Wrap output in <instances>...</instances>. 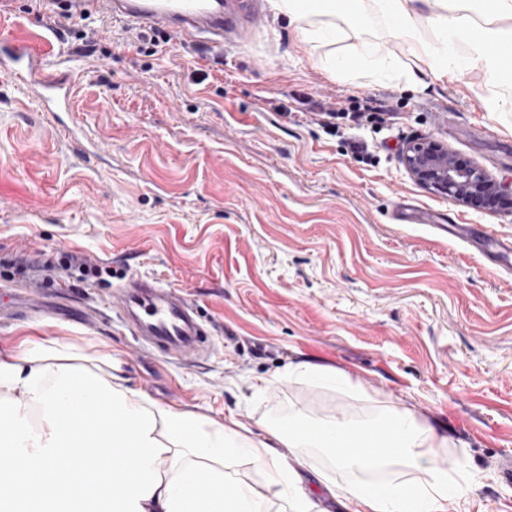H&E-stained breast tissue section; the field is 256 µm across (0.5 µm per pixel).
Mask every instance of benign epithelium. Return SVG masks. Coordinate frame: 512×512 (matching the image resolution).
Listing matches in <instances>:
<instances>
[{
    "mask_svg": "<svg viewBox=\"0 0 512 512\" xmlns=\"http://www.w3.org/2000/svg\"><path fill=\"white\" fill-rule=\"evenodd\" d=\"M404 162L418 183L457 201L501 192L500 186L480 166L458 162L448 149L433 142L406 147Z\"/></svg>",
    "mask_w": 512,
    "mask_h": 512,
    "instance_id": "obj_1",
    "label": "benign epithelium"
}]
</instances>
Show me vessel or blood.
Returning <instances> with one entry per match:
<instances>
[{
    "label": "vessel or blood",
    "instance_id": "b4317fda",
    "mask_svg": "<svg viewBox=\"0 0 512 512\" xmlns=\"http://www.w3.org/2000/svg\"><path fill=\"white\" fill-rule=\"evenodd\" d=\"M245 0H42L44 12L63 10L72 18L106 14L112 19L138 26L159 27L184 38L220 45L224 42L226 15L242 10ZM0 56L7 59L8 72L25 71L27 92L48 112L73 108V86L67 73L55 71L41 48H26L8 35L0 36ZM392 218L398 222L437 224L449 239L466 243L485 256L494 269H512V239L496 237L491 230L472 229L446 213L413 208L398 201ZM114 296L120 316L141 343L166 353L203 351L206 331L191 301L162 287L158 281L125 277Z\"/></svg>",
    "mask_w": 512,
    "mask_h": 512
}]
</instances>
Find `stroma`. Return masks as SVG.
<instances>
[{"mask_svg":"<svg viewBox=\"0 0 512 512\" xmlns=\"http://www.w3.org/2000/svg\"><path fill=\"white\" fill-rule=\"evenodd\" d=\"M238 15L223 47L173 35L144 53L126 23L100 16L96 51L73 22L36 0H0V31L46 43L72 71L76 115L42 112L0 72V350L23 341L77 345L111 357L131 388L162 406L255 436L288 421L403 405L455 442L440 459L477 477L447 512H512V484L494 463L512 453V271H495L466 244L427 224H398L396 198L451 212L512 238V194L489 207L430 193L407 170L409 142L512 182V100L471 67L436 77L388 36L372 9L317 46L271 0ZM385 39L393 72H337L360 37ZM329 96L348 113L326 128L313 115ZM357 112V111H356ZM367 141L370 158L347 141ZM63 252L112 267L94 283L13 273ZM153 279L185 295L208 332L202 358L139 345L122 322L118 276ZM311 361L361 382L356 396L290 378ZM302 485L363 473L298 451Z\"/></svg>","mask_w":512,"mask_h":512,"instance_id":"obj_1","label":"stroma"}]
</instances>
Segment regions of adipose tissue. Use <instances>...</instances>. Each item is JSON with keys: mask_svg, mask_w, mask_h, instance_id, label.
<instances>
[{"mask_svg": "<svg viewBox=\"0 0 512 512\" xmlns=\"http://www.w3.org/2000/svg\"><path fill=\"white\" fill-rule=\"evenodd\" d=\"M435 40L417 25L420 0H373L393 38L439 74L484 64L492 85L512 86V62L496 47L512 46V0H434ZM363 0H274L303 24L311 43H336L340 21L357 16ZM467 43L469 55L457 46ZM383 42L363 40L333 70L392 67ZM289 376L329 388L362 392L344 371L301 362ZM272 442L253 439L235 425L207 422L157 404L113 375L111 358L83 364L77 346L49 340L33 349L0 353V512H326L331 498L345 512H447L470 479L439 466L448 436L410 408L384 406L356 418L333 415L310 422L303 415L272 428ZM318 448L339 469L373 475L411 471L407 482L371 479L342 486L324 478L318 494L303 491L288 455ZM254 464L262 481L239 477L238 462Z\"/></svg>", "mask_w": 512, "mask_h": 512, "instance_id": "1", "label": "adipose tissue"}]
</instances>
